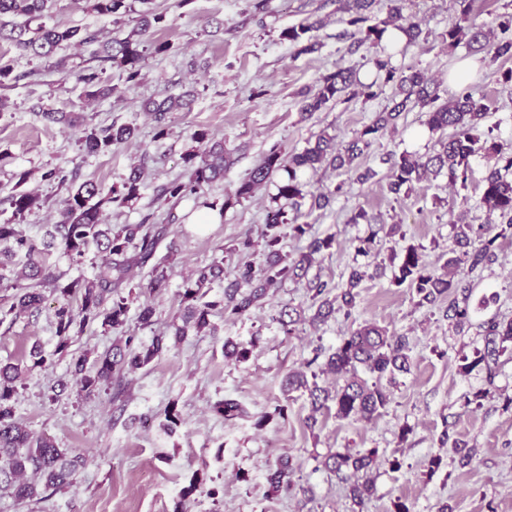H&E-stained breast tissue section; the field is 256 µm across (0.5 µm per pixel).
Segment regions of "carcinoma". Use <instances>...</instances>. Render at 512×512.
I'll use <instances>...</instances> for the list:
<instances>
[{
    "mask_svg": "<svg viewBox=\"0 0 512 512\" xmlns=\"http://www.w3.org/2000/svg\"><path fill=\"white\" fill-rule=\"evenodd\" d=\"M52 0H0V44L11 45L20 54L31 59L52 62V67L63 74V79L75 76L83 85L84 96L91 101L112 97L117 88L103 78V70L87 65V62H71L57 57L58 50L71 44H98L97 60L109 62L126 73V81L138 84L145 61L150 55L164 54L170 43L154 38L156 31L164 28L166 15L151 7L152 0H85L88 9L100 17L111 19L115 29L105 39L96 32L77 27L48 26ZM343 11L348 14L346 23L357 29L360 43L371 49L369 64L375 78L364 83L356 70L342 65L336 71L321 78L315 90L300 92V112L310 115L321 112L332 103L350 101L364 96L373 98V88L392 85L391 106L377 113L364 130L342 148H336V137L323 131L315 141L307 142L300 152L283 157L280 148L274 146L263 155L257 165L241 180L235 190L226 194L222 203L212 201L208 191L213 184L224 178V172L233 164L224 141L217 140L205 128L191 135L195 146L183 155L184 173L167 180L155 190L153 202L176 205L193 201L196 205L218 212L250 198L258 188L279 178L277 192L270 198L262 233L263 260L254 266L245 263L238 267L233 280L224 270V259H215L196 270L183 284L181 324L175 326L174 338L181 341L191 333L196 335L215 330L210 316L216 311L242 315L256 306L267 291L288 280L299 281L316 263V254L331 246L332 240L314 241L309 251L291 258L283 253L284 230L301 237L308 225L298 223L306 198L299 174L315 171L323 165L334 169L347 168L356 173V180L364 183L377 172L368 167L364 170L355 161L367 152L372 143L387 129L394 128L403 113L420 108L426 114L427 128L432 133L441 132L437 141L439 150L432 155L421 156L403 152H391L380 156L381 164L388 169V191L396 196L409 194L414 185L428 175L445 174L448 184L466 186L472 170L470 158L480 152L492 155L496 163L485 169L480 207L485 211V221L473 224L468 211L460 212L453 221L455 237L465 251L448 258L446 272L439 274L432 269L419 252L410 246L393 272V282L407 285L418 298L417 305L433 304L445 297L452 298L448 305V319L460 324L469 320V299L472 286L467 281L470 273L491 262L493 240L485 235L494 228L506 225L512 229V151H503V145L493 136V127L483 123L491 110L487 98H475L467 89L450 98L440 95V85L425 71L409 68L399 72L391 65V48L404 41L408 44L419 40L422 29L403 15L406 0H388L387 16L378 19L372 15L376 0H342ZM456 16L448 27L445 38L451 46L462 41L490 48L496 58L512 59V14L498 16L494 29L475 21V0H455ZM135 16V26L124 30ZM21 17L15 23L6 17ZM321 20L301 23L281 32V38L302 44L301 52L318 51L319 43L311 32L320 29ZM194 93L185 91L161 101L149 100L145 109L153 116L154 138L165 139L170 131V114L190 109ZM43 118L52 123H65L80 130L78 143L84 157L98 156L112 151V147L124 144L136 136V129L128 124L115 122L92 125L82 116L65 112H44ZM31 177L28 171L15 174V193L9 197L11 216L0 221V288L14 290L10 302L0 307V324L16 322L25 316L39 313L48 298H53V322L56 344L47 352L35 341L28 351L29 365L0 362V491L10 493L20 502L41 503L46 500L48 489H62L73 485L76 474L85 465V459L73 456L61 448L56 440L45 434L29 431L17 416V381L22 370L47 371L56 363L69 359L66 375L55 381L51 388L56 399L67 389L76 390L80 396L90 397L107 389L112 378L134 372L160 356L167 348L166 337L156 336L151 344L137 342V336L129 330L128 314L133 301L140 297V289L151 293L165 287L168 281V264L173 254L158 263L149 265L161 245L166 225L155 221L149 213L137 224H106L105 210L112 207H130L143 196L146 189L144 166L131 167L130 173L118 186L104 189L101 184L86 180L80 184L61 167H51L41 174V180L54 183L64 191L60 220L50 225L45 234L32 237L22 225L27 215L45 204L40 195L23 188ZM63 255L69 266L78 270L76 275L60 273L51 262L55 254ZM97 263L90 276L81 272L89 254ZM150 266L147 283H132L129 273L137 268ZM368 277V266L351 268L347 282L334 298L329 294L337 286L325 281L309 282L311 300L317 303L313 316L324 320L336 312L351 313L357 304L359 288ZM228 281L223 293L204 302L205 288L216 281ZM303 320V310L285 303L278 311L277 322L287 333ZM92 325L101 333L118 334L109 348L90 357L89 353L75 355L72 345ZM484 349L476 350L474 359L461 366L468 374L479 366L487 370V382L493 384L491 365L507 352L512 353V321L491 319L484 326ZM315 353L306 362V368L315 365L318 371L307 373L293 371L284 383L285 394L303 390L308 393L311 412L307 417L309 427H314L316 414L334 406L336 417L342 420L369 421L382 414L392 400L390 386L396 375L411 371L408 343L403 336H396L375 324H364L342 336L335 350L324 362H318ZM331 373L340 383L332 391L315 382L318 373ZM375 376L371 382L360 373ZM387 384H382V379ZM212 411L226 421L235 419L242 409L233 400H219ZM378 451H336L330 454L324 466L334 473H346L349 496L362 508L374 493V483L368 473L373 469ZM295 467L292 459L283 456L270 465L267 481L271 492L289 490L293 485Z\"/></svg>",
    "mask_w": 512,
    "mask_h": 512,
    "instance_id": "obj_1",
    "label": "carcinoma"
}]
</instances>
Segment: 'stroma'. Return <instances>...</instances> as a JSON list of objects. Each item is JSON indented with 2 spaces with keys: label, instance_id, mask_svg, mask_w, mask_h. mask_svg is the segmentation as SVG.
Wrapping results in <instances>:
<instances>
[{
  "label": "stroma",
  "instance_id": "obj_1",
  "mask_svg": "<svg viewBox=\"0 0 512 512\" xmlns=\"http://www.w3.org/2000/svg\"><path fill=\"white\" fill-rule=\"evenodd\" d=\"M255 3L154 0L167 17L157 36L170 43V51L150 57L136 85L126 83L119 69L107 68L105 78L119 94L91 105L75 78L61 79L47 64L17 56L12 49L7 52L20 79L0 88L6 100L0 112V153L6 155L0 162V216L10 215L7 199L17 172H33L28 186L47 200L24 225L27 234L39 237L58 221L63 192L37 180V173L61 166L76 171L78 180L92 179L108 188L120 184L132 165L144 163L149 188L143 198L131 208L112 207L105 216L110 224H135L156 213L167 226V242L177 248L165 290L151 298L157 309L152 322L141 324L137 309L129 311L131 329L146 344L171 335L184 279L193 270L216 257L223 258L229 271L261 260L265 209L274 186L203 226L186 201L169 211H152L153 187L182 174V155L195 130L209 129L232 153L233 165L210 191L211 199L220 201L272 145L298 152L323 131L346 143L390 102L392 91L387 88L371 99L361 96L301 115L300 91L317 86L340 65L368 72L370 53L358 46L340 0H268L263 11ZM403 14L419 23L423 33L416 44L393 56V67L426 70L451 94L466 85L474 96H487L493 110L486 123L499 143L512 147V82L501 77L507 62L492 59L477 44L452 49L443 41L455 15L454 0H406ZM309 17L325 24L315 33L320 49L307 54L281 40L280 32ZM188 90L195 93L191 110L172 113L170 135L155 141L154 122L143 111V102ZM46 109L81 113L98 125L130 124L136 136L131 143L86 159L78 151L77 129L46 122L41 117ZM421 119L419 111L404 113L397 127L386 130L359 158V167L378 171L368 182L329 167L303 174L305 192L337 191L326 208L302 207L300 221L309 227L303 237L283 239L285 251L296 254L313 239L332 238L306 280L269 291L245 314L213 316L217 335L192 334L169 344L152 363L91 398L80 400L69 391L58 401L48 400L67 361L48 372L27 373L18 384V417L31 431L48 434L60 447L84 457L86 464L74 486L36 506L2 496L0 512H173L178 504L184 512H395L400 503L410 512H512V408L505 405L512 397V359L499 365L490 384L484 373L459 370L463 357L483 348L484 321L512 319V237L498 238L491 247L492 263L470 274L471 318L462 327L448 320L447 302L417 306L409 288L392 281L401 254L411 245L421 247L431 267L441 268L456 247L451 221L461 209H468L472 223L485 220L481 178L492 160L481 154L470 160L467 188L449 186L441 175L415 186L406 198L388 191L380 155H422L435 146L436 135ZM360 210L365 220L352 223ZM372 232L377 254L369 259L372 272L359 287L355 308L311 322L309 281L343 285L351 266L360 262L358 239ZM247 238L252 248L233 252V245ZM287 302L302 306L307 315L291 334L274 319ZM367 322L408 338L410 373L397 376L391 403L373 420H339L324 412L315 427H308V396L298 391L285 397L284 378L304 368L315 349L331 353L340 336ZM228 340L250 344L246 361L225 359ZM36 341L46 350L54 348L51 306H44L38 316L0 324V360L21 359ZM481 389L486 395L480 407L465 406L466 397ZM221 399L239 402L245 416L227 421L215 415L211 406ZM173 400L183 422L171 431L164 409ZM283 404L286 416H275V408ZM265 414L269 422L256 427ZM446 434L472 449L469 463H462L443 443ZM347 448L378 451V466L370 473L375 490L361 509L353 504L346 484L323 465L329 453ZM283 455L293 459L295 487L275 495L267 469ZM434 456L442 457L443 464L433 473L429 460ZM395 460L400 463L396 469L391 466ZM196 475L205 478V487L183 497ZM212 485L222 488L220 500L208 496Z\"/></svg>",
  "mask_w": 512,
  "mask_h": 512
}]
</instances>
